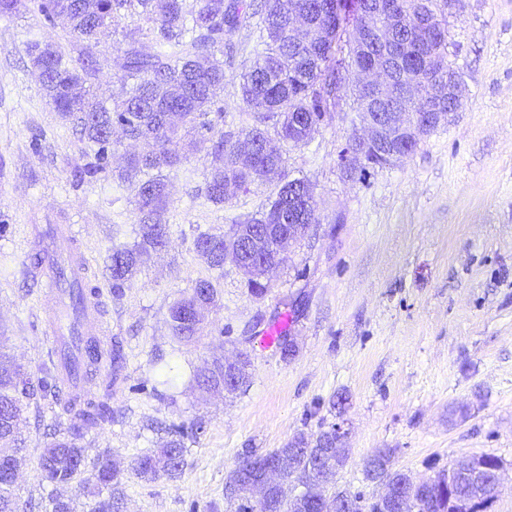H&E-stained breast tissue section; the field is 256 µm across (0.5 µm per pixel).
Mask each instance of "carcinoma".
Segmentation results:
<instances>
[{
	"label": "carcinoma",
	"mask_w": 512,
	"mask_h": 512,
	"mask_svg": "<svg viewBox=\"0 0 512 512\" xmlns=\"http://www.w3.org/2000/svg\"><path fill=\"white\" fill-rule=\"evenodd\" d=\"M377 0H195L189 7L186 0H0V16L13 15L21 9L31 11L45 22L61 15L68 17L74 35L92 47L100 34L99 22L116 25L125 16H138L156 24V44L159 50L144 53L136 47L140 28L125 32L128 48L116 62L118 79L127 86L126 97L108 106L90 97L87 85L96 71L91 56L73 59L60 47L33 41L28 46L30 60L42 67V89L45 98L62 119L71 124L80 138L90 147V161L74 173L78 181L95 178L107 171L109 157L115 151L112 129L119 128L132 139H149L153 149L127 160L126 175L134 190L138 215L137 240L130 246L112 247L108 255L112 292L118 295L128 287L139 271L144 255L163 250L168 243V224L164 219L168 206L165 171L181 164L185 154L205 144L218 159L206 178L208 201L222 204L229 198L230 188L248 186L282 175L283 150L271 144L267 130L261 124L270 122L277 128L279 141L299 146L308 143L298 130L299 118L310 125L321 126L327 114L335 110L336 92L348 88L358 93L357 112H378L379 106L366 104L359 89V73L367 69V61L384 51L382 44H348V60L335 59L342 51L336 9L344 12L345 20L357 22L374 10ZM398 10L410 22L423 15L431 19L428 51L410 52L397 66L400 87H416L428 100L423 107L448 111V95H435L436 87L448 85V0H399ZM306 19L301 36L288 38V26L295 17ZM242 29L257 32L254 59L242 75L239 94L242 103L258 113L259 124L244 132L243 146L216 135L224 123V67L210 63L209 69L199 67V60L211 59L215 53L224 56L230 65L237 53L231 36ZM308 219L321 223L311 185H306V199L300 201ZM271 227L268 244L288 231V190L280 186L269 207L233 225L228 235L200 232L194 240L197 254L212 268L224 267V252L234 247L239 233L263 225ZM258 259L243 254L238 269L246 286L255 297L265 295L266 282L259 277ZM216 288L211 281H195L191 292L169 308L168 322L173 337L190 342L203 335L205 317H196L190 309L196 304L214 305ZM83 344L85 377L93 378L104 361H109L110 375L122 369V354L115 346L100 351L93 341L79 337ZM193 380L202 390L224 387V361L215 360L193 371ZM50 391L60 407L58 417H66V433L54 438L42 448L38 469L43 485L55 482L84 488L93 486L94 503L89 512H123L122 474L101 460L93 465L90 476L85 448L78 440L92 429L112 424V394L101 398H84L79 394L63 399L56 382L43 380L32 385L21 378L20 366L15 371L0 373V441L14 440V434L24 411L23 401L34 396L35 390ZM203 429L202 423L190 427L170 425L163 447L139 455L133 473L144 479L161 476L177 478L182 471L170 470V461L185 460V439ZM330 431H320L312 441L298 434L281 452L293 453V463L287 468L263 502L238 497L235 512H312L311 504L320 503L317 512L332 511L326 504H357L354 512L367 507L381 512V505L399 490L408 491L412 480L400 470L386 471L391 460L389 448L378 449L363 462L365 479L384 485V493L373 502L364 504L361 493L352 494L337 489L326 493L316 481L321 440ZM448 469H440L425 483L429 493L424 499L428 512H448ZM0 512H28V504H20L13 486L0 482Z\"/></svg>",
	"instance_id": "carcinoma-1"
}]
</instances>
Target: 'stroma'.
Listing matches in <instances>:
<instances>
[{"label":"stroma","mask_w":512,"mask_h":512,"mask_svg":"<svg viewBox=\"0 0 512 512\" xmlns=\"http://www.w3.org/2000/svg\"><path fill=\"white\" fill-rule=\"evenodd\" d=\"M449 30L448 61L466 84L464 101L411 156L363 179L347 176L340 156L360 127L349 96L307 144L284 146V174L309 181L321 221L289 248L264 298L251 296L232 261L210 268L194 238L229 234L264 211L279 182L212 204L205 178L215 157L206 147L168 174L169 242L116 296L108 255L138 230L134 193L119 174L148 145L114 131L109 172L76 181L88 148L44 97L27 45L55 44L74 57L85 46L66 19L50 26L30 12L0 17V351L32 379L59 375L47 336L48 274L30 257L44 251L47 226H74L84 278L99 290L90 332L102 349L120 343L126 359L112 388V423L83 445L91 464L111 452L126 512H229L226 479L245 449L283 448L334 422L345 426L348 462L333 487L380 494L382 485L362 474L380 448L416 480L485 453L505 466L488 512H512V0H461ZM233 40L222 130L237 137L255 123L237 95L254 38L243 30ZM125 47L112 29L98 37L94 91L104 103L125 94L115 76ZM199 279L212 281L217 304L200 339L176 342L169 308ZM284 315L287 349H262V332ZM240 354L251 360L247 391L206 393L192 381L206 361ZM55 411L53 396L37 393L19 425L26 450L15 492L31 512H45L37 467ZM194 421L205 429L187 439L181 477L133 474L166 425Z\"/></svg>","instance_id":"obj_1"}]
</instances>
